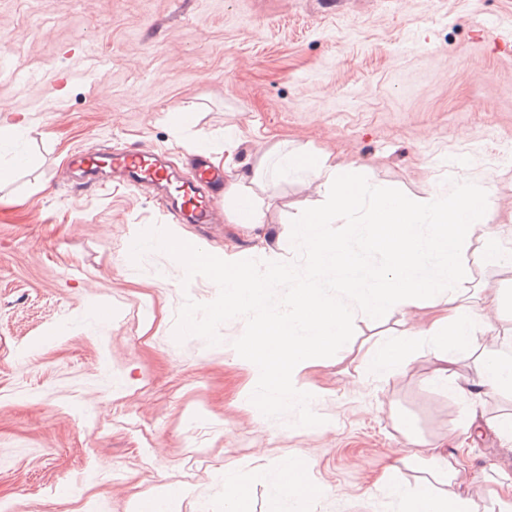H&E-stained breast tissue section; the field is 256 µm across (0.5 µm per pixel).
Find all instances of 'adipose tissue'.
Segmentation results:
<instances>
[{"label":"adipose tissue","mask_w":512,"mask_h":512,"mask_svg":"<svg viewBox=\"0 0 512 512\" xmlns=\"http://www.w3.org/2000/svg\"><path fill=\"white\" fill-rule=\"evenodd\" d=\"M314 186L327 198L328 209L309 208L293 223L291 236L308 258L310 281L285 298L290 314L269 313L270 284L281 282L287 268L281 259L269 257L264 272H254L244 256H207L192 260L190 242L176 230L162 227L160 250L185 273L206 269L224 298L208 317H187L188 328L204 330L208 319L233 317L246 311L256 317L241 360L253 374L249 403L271 419L282 404L305 405L311 395L298 375L323 351L347 340V327L357 319L373 320L410 307L429 306L442 314L429 329L402 333L396 339H376L369 352V372L379 378L400 366L408 350L427 345L437 366L431 382L449 385L450 352L469 346L481 324V316L468 302L471 281L461 254L470 239L486 245L490 258L501 267L512 266V255L502 252V235L482 217L484 201L491 195V175L479 182H451L447 193L429 191L410 199L381 193L358 168L336 161L327 153L273 143L250 167L224 176V215L230 223L250 228L266 221L269 175ZM344 222L360 227L372 247L387 264L376 272L354 261L344 240L330 236L328 225ZM335 278L353 298V305L323 299L319 281ZM475 386L455 385V392L471 398L475 388L490 387L512 392V358L497 351L485 352ZM460 458L450 455L426 459L421 451H408L400 465L389 468L382 485L399 500V512H471L470 501L453 479ZM422 473L414 487H405L403 468Z\"/></svg>","instance_id":"ef3b65f1"}]
</instances>
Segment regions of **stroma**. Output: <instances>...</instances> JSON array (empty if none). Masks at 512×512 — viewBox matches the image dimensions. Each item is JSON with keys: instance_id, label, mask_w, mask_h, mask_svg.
Segmentation results:
<instances>
[{"instance_id": "1", "label": "stroma", "mask_w": 512, "mask_h": 512, "mask_svg": "<svg viewBox=\"0 0 512 512\" xmlns=\"http://www.w3.org/2000/svg\"><path fill=\"white\" fill-rule=\"evenodd\" d=\"M0 38L12 49L0 123L30 129L29 165L0 186V512H134L169 485L186 489L172 512H225L227 470L266 512L287 454L342 490L307 512H398L377 481L412 440L428 456L466 447L457 487L474 512H498L490 492L512 483V440L494 426L512 393L463 400L431 385L425 346L383 379L367 373L376 337L430 328L432 309L355 321L343 348L301 371L329 428H301L296 408L265 423L239 360L251 314L183 332L186 311L221 289L164 252L131 251L145 226L173 224L258 271L279 257L276 304L305 280L291 223L323 196L278 181L266 224L247 232L174 221L151 186L88 188L61 169L81 151L148 147L191 181L194 141L236 128V164L285 140L410 197L451 171L491 175L486 218L512 231V0H0ZM484 252L475 241L464 255L469 294L501 337L454 352L459 382L483 350L512 354V271ZM472 416L483 433L463 437Z\"/></svg>"}]
</instances>
